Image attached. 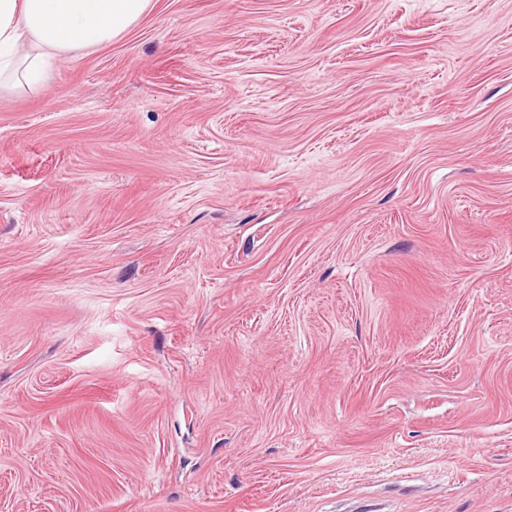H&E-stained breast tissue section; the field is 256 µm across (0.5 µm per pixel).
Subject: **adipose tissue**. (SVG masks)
Segmentation results:
<instances>
[{"label":"adipose tissue","instance_id":"ef3b65f1","mask_svg":"<svg viewBox=\"0 0 512 512\" xmlns=\"http://www.w3.org/2000/svg\"><path fill=\"white\" fill-rule=\"evenodd\" d=\"M153 0H0V81L32 88L75 50L93 51L128 32Z\"/></svg>","mask_w":512,"mask_h":512}]
</instances>
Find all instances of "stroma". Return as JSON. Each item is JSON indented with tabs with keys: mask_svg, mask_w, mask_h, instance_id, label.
<instances>
[{
	"mask_svg": "<svg viewBox=\"0 0 512 512\" xmlns=\"http://www.w3.org/2000/svg\"><path fill=\"white\" fill-rule=\"evenodd\" d=\"M512 512V0H153L0 91V512Z\"/></svg>",
	"mask_w": 512,
	"mask_h": 512,
	"instance_id": "1",
	"label": "stroma"
}]
</instances>
